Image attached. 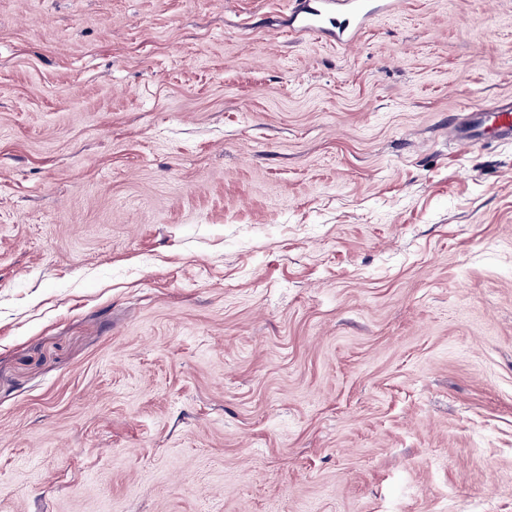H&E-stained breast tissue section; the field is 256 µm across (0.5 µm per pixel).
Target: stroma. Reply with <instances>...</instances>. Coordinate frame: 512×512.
<instances>
[{
    "mask_svg": "<svg viewBox=\"0 0 512 512\" xmlns=\"http://www.w3.org/2000/svg\"><path fill=\"white\" fill-rule=\"evenodd\" d=\"M0 0V512H512V0ZM297 5L288 24L295 35L328 33L342 46L356 42L373 9L368 0H304ZM494 136L502 140L512 139V106L493 110L477 108L469 113L464 123L455 129V136L460 146H469L477 139L485 136L488 129Z\"/></svg>",
    "mask_w": 512,
    "mask_h": 512,
    "instance_id": "1",
    "label": "stroma"
}]
</instances>
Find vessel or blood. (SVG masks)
<instances>
[{"mask_svg":"<svg viewBox=\"0 0 512 512\" xmlns=\"http://www.w3.org/2000/svg\"><path fill=\"white\" fill-rule=\"evenodd\" d=\"M371 16L370 0H300L289 27L298 36L328 33L336 44L349 46L359 38ZM490 131L500 139H512V106L470 112L456 127L455 136L458 144L466 147Z\"/></svg>","mask_w":512,"mask_h":512,"instance_id":"vessel-or-blood-1","label":"vessel or blood"}]
</instances>
